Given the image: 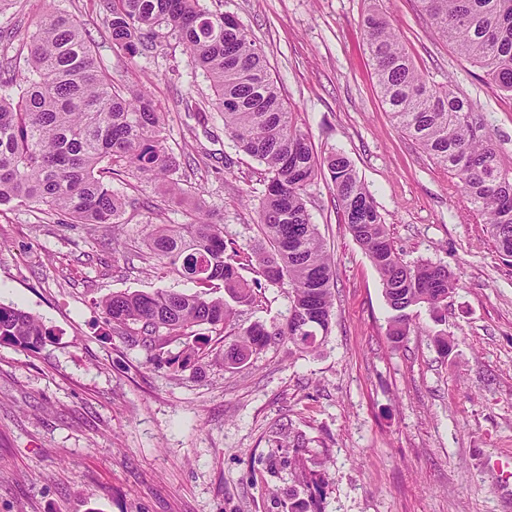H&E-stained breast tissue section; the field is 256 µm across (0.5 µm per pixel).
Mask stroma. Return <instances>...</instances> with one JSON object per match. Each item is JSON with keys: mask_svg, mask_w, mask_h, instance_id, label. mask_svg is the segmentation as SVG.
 Wrapping results in <instances>:
<instances>
[{"mask_svg": "<svg viewBox=\"0 0 512 512\" xmlns=\"http://www.w3.org/2000/svg\"><path fill=\"white\" fill-rule=\"evenodd\" d=\"M55 3L81 21L114 80L161 104L187 194L169 202L129 170L112 183L127 199L116 227L0 205V301L50 333L36 351L0 345V512H512V483L492 466L512 455V266L457 178L395 127L364 17L386 18L418 69L487 115L507 164L512 97L438 38L419 0H202L261 47L319 156L351 161L402 258L446 266L457 286L442 319L418 307L409 335L391 342L380 275L321 173L306 200L335 265L328 335L309 353L275 336L225 367V343L288 316V286L252 262L242 274L259 285L255 303L230 326L197 327L204 352L176 372L167 360L183 341L146 350L106 324L100 302L196 293L177 272H155L146 226L184 222L197 205L223 226L227 247L258 246L265 171L225 132L210 82L180 46L127 59L104 0ZM43 7L15 0L0 14L1 67L20 62L21 37Z\"/></svg>", "mask_w": 512, "mask_h": 512, "instance_id": "obj_1", "label": "stroma"}]
</instances>
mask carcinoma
Masks as SVG:
<instances>
[{
  "instance_id": "cac0c4a2",
  "label": "carcinoma",
  "mask_w": 512,
  "mask_h": 512,
  "mask_svg": "<svg viewBox=\"0 0 512 512\" xmlns=\"http://www.w3.org/2000/svg\"><path fill=\"white\" fill-rule=\"evenodd\" d=\"M436 34L512 94V0H420ZM367 45L382 102L407 136L457 179L475 211L485 217L495 253L512 265V165L503 164L494 130L453 85L437 84L415 67L381 16L364 19ZM112 44L129 59L149 44L173 40L211 82L224 129L265 166L266 188L258 224L269 248L252 250L263 274L286 283L292 301L277 335L306 352L329 332L334 271L304 194L327 168L345 224L381 276L391 310L388 336L408 333V310L438 314L456 279L442 266L405 262L389 237L371 193L340 152L320 158L298 128L264 54L234 16L200 0H112L107 17ZM26 67L0 81V204L37 205L63 212L77 224H118L126 198L112 188L120 168L168 180L169 193H185L171 178L176 162L166 145L165 113L142 89L120 86L100 65L80 22L54 6L27 34ZM152 252L201 288H222L248 305L255 286L243 279L240 251L227 256L224 230L195 211L183 224L151 226ZM106 322L150 350L183 338L196 326L227 325L236 315L226 301L161 290L116 293L102 301ZM49 332L33 315L0 302V343L36 350ZM271 333L259 323L224 348V365L243 363ZM199 336L183 369L199 354Z\"/></svg>"
}]
</instances>
